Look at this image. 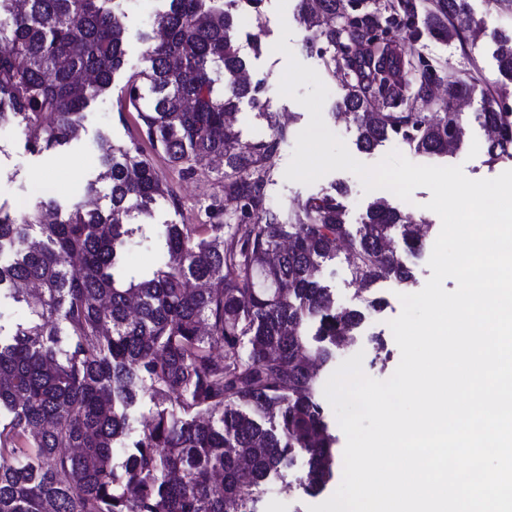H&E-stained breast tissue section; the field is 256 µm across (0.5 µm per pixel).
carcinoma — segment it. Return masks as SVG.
Here are the masks:
<instances>
[{
  "mask_svg": "<svg viewBox=\"0 0 512 512\" xmlns=\"http://www.w3.org/2000/svg\"><path fill=\"white\" fill-rule=\"evenodd\" d=\"M123 2L0 0V125L22 128L31 152L75 139L83 111L111 87L126 55ZM162 2L145 36L150 66L129 77L120 109L137 113L151 148L180 172L217 162L235 209L220 202L207 224H163L164 260L136 282L119 275L127 225L172 197L139 141L101 140V172L85 189L92 207L63 213L51 197L19 218L0 208V254H11L0 291L29 311L0 337V411L10 413L0 423V512H251L268 475L299 456L306 489H320L336 464L320 373L364 318L336 306L322 264L345 243L373 309L378 280L413 278L401 248L423 246L426 220L382 197L355 236L342 187L290 211L268 206L284 131L248 141L234 126L239 103L260 93L245 79L234 12L261 0ZM341 3L299 0V17L307 45H325V66L341 77L335 110L356 123L358 149L396 138L446 155L450 122L462 144V114L434 94L444 85L450 99L481 93L475 120L494 132L486 163L512 159V112L493 107L512 94V32L493 35L502 80L480 89L418 45L421 21L437 40L476 46L486 27L469 0H382L351 17ZM400 27L406 38L378 42ZM244 208L253 222L231 223ZM145 395L153 410L134 434L129 411Z\"/></svg>",
  "mask_w": 512,
  "mask_h": 512,
  "instance_id": "carcinoma-1",
  "label": "carcinoma"
}]
</instances>
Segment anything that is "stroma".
Segmentation results:
<instances>
[{"label": "stroma", "mask_w": 512, "mask_h": 512, "mask_svg": "<svg viewBox=\"0 0 512 512\" xmlns=\"http://www.w3.org/2000/svg\"><path fill=\"white\" fill-rule=\"evenodd\" d=\"M298 0H287L284 13H277V0H261L260 10L249 13L244 21L236 22V32L249 58V74L254 82L260 83L258 102L243 101L238 109L236 129L243 139L266 140L272 134L267 122V113L291 114L292 121L286 128V136L271 160L272 181L267 188L271 207L290 208L308 198L317 197L342 184L348 189L344 198L345 221L350 233H357L364 222L366 211L376 199V192H364L359 178L348 171L328 173L313 184L291 182L285 178V170L291 160L298 133L310 119L305 107L299 104V97L305 96L306 87H299L296 98L281 96L278 88L287 67L288 56L317 71L329 90L323 105L322 116L327 127L346 144L349 153L366 165L378 163L391 151H399L409 161L419 165L462 166L464 174L473 180L490 179L512 169V160L488 166L486 159V135L474 121L471 112H464L466 126L462 149L448 156H423L407 145L390 140L372 152L365 153L356 148L357 128L349 120H337L333 108L342 95L341 83L326 69L321 49L306 50L303 46L308 32L300 23L297 13ZM158 0H127L126 17V60L110 90L92 101L84 111L82 130L77 140L64 147L41 154L30 152L20 128L7 126L0 129V208L13 214L23 211V203L33 192L35 181L51 182L56 187V201L62 208H69L83 197L85 184L96 179L99 173L98 145L101 139L113 143L129 142L138 137L139 124L136 113L119 109V98L128 78L147 69L144 56V33L149 32ZM475 18L486 23L488 36L469 52H462L457 43H440L429 35H422L419 44L426 57L448 60L455 75L464 79L477 72L487 83H494L498 77L496 62L492 56L494 45L491 33L512 30V11L490 5L489 0H470ZM289 26L292 35L288 40L291 55L274 52L273 46L280 37L282 26ZM154 167L164 182L172 189L174 202L159 201L154 208L153 219L143 221L140 230L126 246L125 274L139 279L155 268L164 257V241L160 235L165 222L175 224H204L206 211L214 199L222 197V184L215 167L197 164L196 172L184 175L171 166L163 157H155ZM431 246H424L417 255H405L404 260L414 272V280L406 286L391 279L381 280L375 292L385 302L382 312L370 315L364 322L356 348H342L335 354L336 361H344L353 350L364 353L363 370L377 380L389 379L397 368L401 353L389 327L391 320L402 311L400 293H415L426 284L432 271L428 261ZM323 285L330 288L338 306L360 309L364 296L359 293L352 279L344 250H337L333 260L325 262L320 273ZM305 473L303 463L280 470L273 483L267 484L257 499L255 512H308L310 506L329 499L338 489L339 480H332L321 492L309 495L299 486Z\"/></svg>", "instance_id": "35a3bbf8"}]
</instances>
